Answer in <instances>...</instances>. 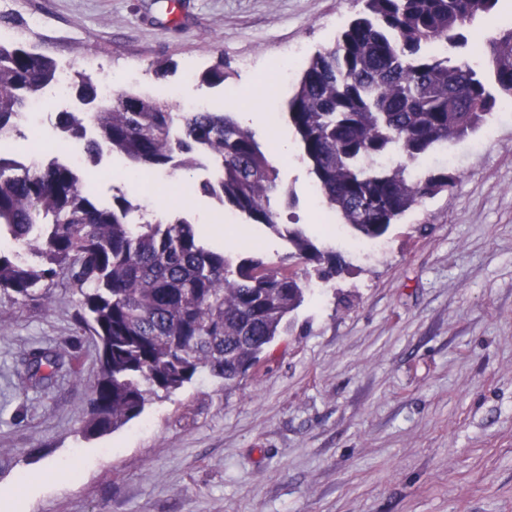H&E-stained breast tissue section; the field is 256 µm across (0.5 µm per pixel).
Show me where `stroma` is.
Wrapping results in <instances>:
<instances>
[{"instance_id":"35a3bbf8","label":"stroma","mask_w":512,"mask_h":512,"mask_svg":"<svg viewBox=\"0 0 512 512\" xmlns=\"http://www.w3.org/2000/svg\"><path fill=\"white\" fill-rule=\"evenodd\" d=\"M15 41L59 64L112 75L119 89L249 104L276 115L256 137L294 203L280 221L302 225L347 267L312 288L272 345L268 362L227 386L210 376L151 401L122 428L79 430L99 374L96 340L78 325L80 295L58 279L49 300L0 294V512H512V112L424 155L419 167L455 175L389 233L357 240L311 191L287 104L309 59L334 44L360 0H9ZM512 26V0L475 21L459 57ZM302 54L289 78V47ZM224 52L223 85L201 73ZM57 102L24 115L15 158L42 128L47 156L71 154ZM117 155L86 162L101 200L121 188ZM210 240L233 256L252 246L276 260L287 243L244 217ZM61 353L51 383L25 379L29 351ZM56 475H46L47 467Z\"/></svg>"}]
</instances>
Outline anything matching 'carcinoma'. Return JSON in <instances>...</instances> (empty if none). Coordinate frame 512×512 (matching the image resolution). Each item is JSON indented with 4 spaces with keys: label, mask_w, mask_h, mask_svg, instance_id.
<instances>
[{
    "label": "carcinoma",
    "mask_w": 512,
    "mask_h": 512,
    "mask_svg": "<svg viewBox=\"0 0 512 512\" xmlns=\"http://www.w3.org/2000/svg\"><path fill=\"white\" fill-rule=\"evenodd\" d=\"M363 15L316 52L288 100L301 161L322 204L355 237L386 235L407 211L449 192L445 172L412 176L436 146L487 122L498 96L512 98V28L491 36L478 60L438 47L465 45L464 31L500 0H361ZM56 60L34 46L0 43V133L17 132L28 100L58 81ZM224 53L202 74L224 84ZM76 105L57 113L61 136L123 157L128 174L178 172L200 158L217 169L199 186L224 209L288 241L273 262L236 259L204 245L185 219L163 221L119 193L104 205L79 167L57 157L35 167L0 153V293L44 299L59 278L77 288L78 321L100 344V366L82 433L113 432L199 376L231 385L256 365L305 300L312 279L345 267L299 224L279 223L286 191L255 132L230 112H181L168 101L122 91L103 101L74 72ZM64 364L56 351L29 353L27 381L46 386Z\"/></svg>",
    "instance_id": "carcinoma-1"
}]
</instances>
